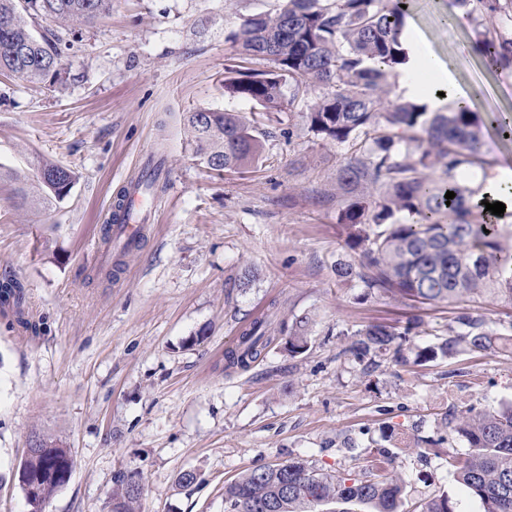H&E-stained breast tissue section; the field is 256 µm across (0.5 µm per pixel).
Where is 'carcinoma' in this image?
I'll list each match as a JSON object with an SVG mask.
<instances>
[{"label":"carcinoma","instance_id":"carcinoma-1","mask_svg":"<svg viewBox=\"0 0 512 512\" xmlns=\"http://www.w3.org/2000/svg\"><path fill=\"white\" fill-rule=\"evenodd\" d=\"M111 0H0V73L29 80L58 74L55 34L38 33L31 20L90 23ZM409 0H284L274 14L246 18L231 39L248 56H260L273 69L229 70L224 91L261 106L267 119L305 99L311 88L326 92L307 106L310 129L325 143L347 147L337 171L336 197L343 206L337 223L347 228V245L363 247L356 265L336 263V277L360 281L369 292L398 295L420 303L505 296L512 300V253L502 244V225L474 223L468 200L488 198L486 187L463 184L464 172L484 154V121L464 102L447 112H428L413 102L389 100V78L405 61L399 36ZM472 16L484 0H455ZM490 10L512 12V0H495ZM479 50L491 67L512 63V38L486 37ZM195 153L215 171L253 163L262 152L258 126L237 112L202 110L188 116ZM13 182L14 203L51 205L70 192L74 175L45 161L28 180L0 171ZM448 191L455 197L446 200ZM23 284L12 274L0 279V311L19 306ZM448 328V337L415 348L414 362L456 356L466 348L490 353L512 346V323L494 329L468 314ZM267 322L244 326L225 358L228 366H249L264 354ZM343 353L356 362L403 357L407 333L369 325L352 333ZM310 340V319L292 324L288 352L302 353ZM454 432L468 451L454 465L457 482L478 498L484 512H512V407L464 416ZM71 450L38 437V448L23 462L22 475L40 481L49 501L70 479ZM393 458L364 478L320 473L301 460L249 471L225 487L230 512H314L318 504L340 499L369 504L373 512H397L403 486L390 476ZM128 477H114L112 501L119 512H140L141 496L128 491ZM420 512H455L441 495Z\"/></svg>","mask_w":512,"mask_h":512}]
</instances>
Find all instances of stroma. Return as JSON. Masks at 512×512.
<instances>
[{"label": "stroma", "mask_w": 512, "mask_h": 512, "mask_svg": "<svg viewBox=\"0 0 512 512\" xmlns=\"http://www.w3.org/2000/svg\"><path fill=\"white\" fill-rule=\"evenodd\" d=\"M281 2L112 0L89 24L37 21L60 38L56 77L0 75V166L30 176L50 161L74 174L46 212L11 205L0 184V272L24 284L37 326L0 315V512H26L14 473L34 434L76 460L48 512H111L119 473L139 477L141 512H225L224 487L244 472L300 459L357 475L383 451L403 483L399 512L443 494L456 512H483L454 479L466 444L445 420L512 405V352L426 365L342 356L349 334L372 323L410 328L419 346L447 337L459 307L337 281V260H360L336 222L345 150L318 140L302 108L267 121L224 92L229 67L270 69L230 35ZM404 25L474 112L512 113V65L489 67L474 49L511 37L512 20L412 0ZM201 110L257 120L260 161L209 169L185 124ZM151 156L168 170L155 221L115 278L98 263L106 219ZM247 269L251 285L236 289ZM267 315L264 358L227 368L241 327ZM304 315L310 346L292 356L289 330ZM187 471L195 481L180 483Z\"/></svg>", "instance_id": "obj_1"}]
</instances>
